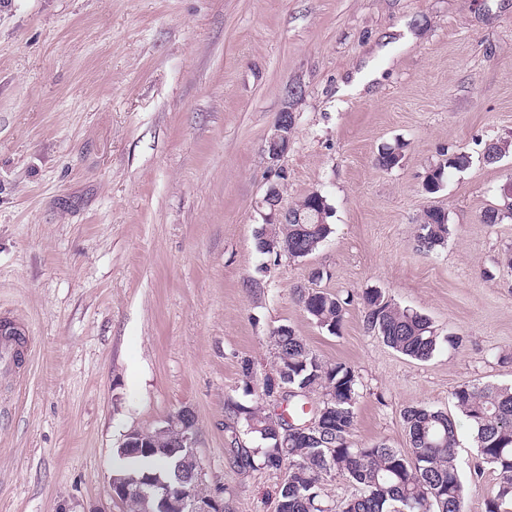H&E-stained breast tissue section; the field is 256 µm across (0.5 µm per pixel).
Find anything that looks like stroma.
Masks as SVG:
<instances>
[{"label": "stroma", "mask_w": 512, "mask_h": 512, "mask_svg": "<svg viewBox=\"0 0 512 512\" xmlns=\"http://www.w3.org/2000/svg\"><path fill=\"white\" fill-rule=\"evenodd\" d=\"M291 86L305 96L282 204L320 193L335 232L276 262L255 233ZM497 139L512 142V0H0V321L29 347L0 371V512L110 502L125 435L183 407L224 512H276L285 470L234 467L225 427L274 377L281 326L356 370V446L409 451L404 408L512 385V220L481 221L512 180V154L481 158ZM446 147L472 164L426 193ZM431 206L451 234L424 253ZM311 286L381 290L462 344L405 357L356 300L329 333L298 300ZM458 440L464 512H484L498 475H474L466 422ZM451 234L448 213L442 208L431 207L424 210L415 234L416 249L430 253L441 247Z\"/></svg>", "instance_id": "stroma-1"}]
</instances>
